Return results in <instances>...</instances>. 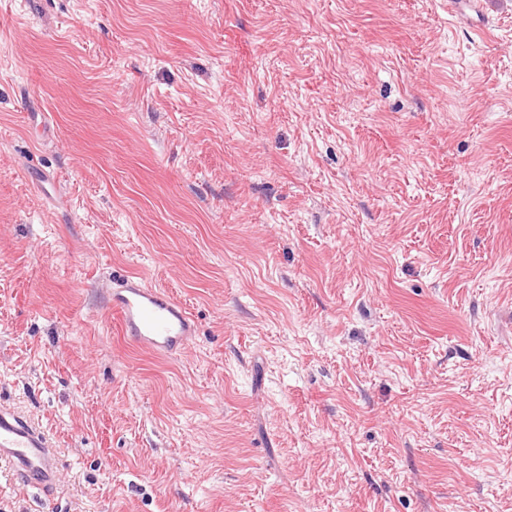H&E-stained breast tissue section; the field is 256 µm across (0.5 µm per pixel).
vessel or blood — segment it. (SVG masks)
<instances>
[{"instance_id": "obj_1", "label": "vessel or blood", "mask_w": 512, "mask_h": 512, "mask_svg": "<svg viewBox=\"0 0 512 512\" xmlns=\"http://www.w3.org/2000/svg\"><path fill=\"white\" fill-rule=\"evenodd\" d=\"M448 13L469 19L476 34L488 30L484 0H448ZM123 335L157 354L182 352L196 334V324L183 304L168 292L149 286L142 277H125L110 298ZM52 440L13 408L0 404V459L14 468L24 488L50 494L60 469Z\"/></svg>"}]
</instances>
